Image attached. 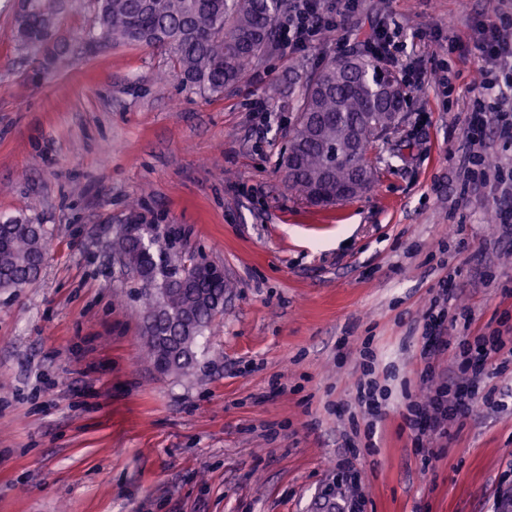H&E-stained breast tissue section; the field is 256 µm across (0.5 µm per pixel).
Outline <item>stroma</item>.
Returning <instances> with one entry per match:
<instances>
[{
	"mask_svg": "<svg viewBox=\"0 0 512 512\" xmlns=\"http://www.w3.org/2000/svg\"><path fill=\"white\" fill-rule=\"evenodd\" d=\"M501 6L512 0H359L338 31L211 95L160 49L89 50L93 0H66L70 63L49 68L10 36L17 0H0V219L35 218L50 241L34 283L0 290V512H322L358 491L364 512H496L512 493V358L488 379L463 353L512 335V237L489 220L512 183L497 123L483 155L501 183L464 172L481 82L469 41ZM381 24L404 54L447 66L452 88H408L403 122L373 149L374 185L308 205L277 170L288 84L366 54ZM132 217L176 231L231 284L190 374L146 355L137 283L108 246ZM443 280V357L476 406L449 437L416 442L403 415L425 390L426 309ZM367 364L375 418L354 402Z\"/></svg>",
	"mask_w": 512,
	"mask_h": 512,
	"instance_id": "1",
	"label": "stroma"
}]
</instances>
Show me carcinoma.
Segmentation results:
<instances>
[{"label":"carcinoma","instance_id":"carcinoma-1","mask_svg":"<svg viewBox=\"0 0 512 512\" xmlns=\"http://www.w3.org/2000/svg\"><path fill=\"white\" fill-rule=\"evenodd\" d=\"M290 0H94L98 32L88 41L147 45L169 54L183 79L211 94L238 82L260 65L279 43L282 17ZM59 0H33L28 12L15 15L17 45L42 54L51 68L65 65L67 49L57 41L43 45L45 32L58 27ZM408 97L395 73L375 58L335 57L305 78L298 88L297 118L278 160V170L301 200L312 203L323 191L332 204L336 185L364 175L362 190L372 186L376 168L372 143L389 133L390 113L403 112ZM358 133L347 145L350 130ZM138 225L128 236L116 232L112 250L137 275L142 331L151 334L145 349L166 374H185L196 362L199 336L224 313L231 284L199 274L193 255L170 233ZM47 254V230L32 219L0 223V288H23L34 281Z\"/></svg>","mask_w":512,"mask_h":512}]
</instances>
